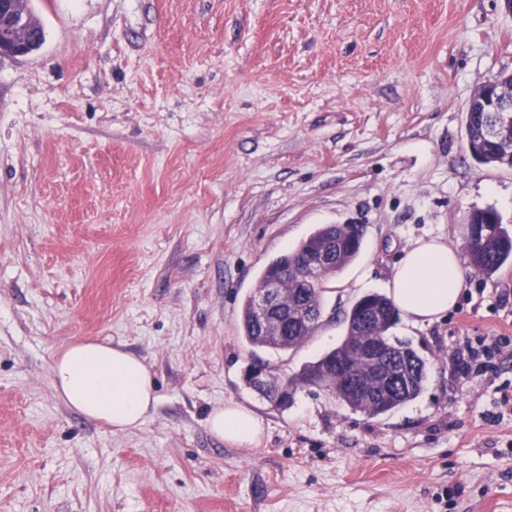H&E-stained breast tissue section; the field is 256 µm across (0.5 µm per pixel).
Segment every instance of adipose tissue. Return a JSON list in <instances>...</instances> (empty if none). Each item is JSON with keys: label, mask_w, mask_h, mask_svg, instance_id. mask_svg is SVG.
Returning <instances> with one entry per match:
<instances>
[{"label": "adipose tissue", "mask_w": 512, "mask_h": 512, "mask_svg": "<svg viewBox=\"0 0 512 512\" xmlns=\"http://www.w3.org/2000/svg\"><path fill=\"white\" fill-rule=\"evenodd\" d=\"M464 284L455 243L431 237L405 250L389 289L406 322L418 326L452 309ZM51 378L67 407L115 431L139 428L159 402L145 360L104 342L78 340L60 350L52 361ZM207 425L224 442L243 448L259 445L265 434L263 421L235 403L214 409Z\"/></svg>", "instance_id": "adipose-tissue-1"}]
</instances>
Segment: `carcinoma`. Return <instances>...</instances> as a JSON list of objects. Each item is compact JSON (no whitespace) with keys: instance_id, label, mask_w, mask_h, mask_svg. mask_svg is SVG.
Wrapping results in <instances>:
<instances>
[{"instance_id":"cac0c4a2","label":"carcinoma","mask_w":512,"mask_h":512,"mask_svg":"<svg viewBox=\"0 0 512 512\" xmlns=\"http://www.w3.org/2000/svg\"><path fill=\"white\" fill-rule=\"evenodd\" d=\"M475 161L481 165L499 166L503 156L489 141L478 144ZM487 227L486 242L465 243L470 266L480 275L492 276L507 263H512V232L503 227L496 212L480 210L475 216ZM365 237L361 224H326L317 227L293 250L273 258L262 270L258 284H263L272 270H284L280 288L288 294V301L302 307L305 317L289 326L283 336H267L254 315L253 297L249 294L240 311L241 339L251 349L288 351L303 344L320 326L325 292L324 285L313 286L305 282L301 259L305 253L320 246L336 251V260L328 267L325 280L334 278L360 254ZM394 302L385 295L369 294L357 300L346 313L347 331L341 342L317 361L304 367L296 378L288 379V386L309 383L307 376L321 371L330 363L341 367L336 382L316 386L327 391L336 400L355 411L371 417L383 415L414 400L427 379V363L409 343L387 335L398 320ZM379 336L385 350L382 364L384 374L372 378L367 375L364 359L353 346L357 333Z\"/></svg>"}]
</instances>
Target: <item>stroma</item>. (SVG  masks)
<instances>
[{"label": "stroma", "instance_id": "35a3bbf8", "mask_svg": "<svg viewBox=\"0 0 512 512\" xmlns=\"http://www.w3.org/2000/svg\"><path fill=\"white\" fill-rule=\"evenodd\" d=\"M46 40L0 58V512H512V346L465 371L463 340L512 336V265L467 273L448 314L390 336L419 396L372 418L310 384L281 408L253 362L296 376L345 336L405 249L494 209L512 168L465 144L470 98L512 73L503 0H29ZM361 224L322 324L276 353L240 338L264 266L317 226ZM84 339L144 357L160 397L134 430L51 382ZM259 416V446L212 435ZM207 425L210 432L224 442L243 448L259 445L265 434L264 422L235 403H227L214 409Z\"/></svg>", "mask_w": 512, "mask_h": 512}]
</instances>
